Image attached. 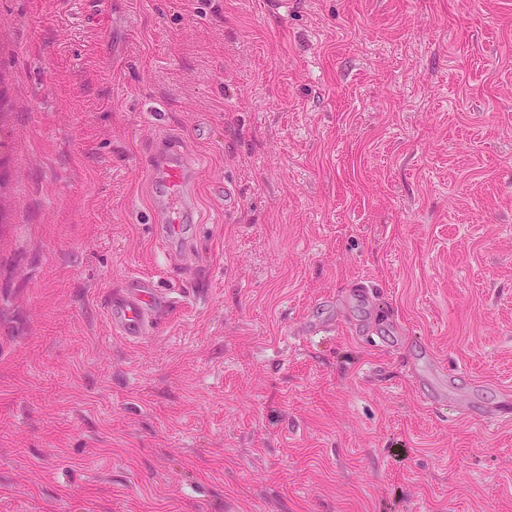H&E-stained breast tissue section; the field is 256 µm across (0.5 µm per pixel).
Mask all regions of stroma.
Wrapping results in <instances>:
<instances>
[{"instance_id": "obj_1", "label": "stroma", "mask_w": 512, "mask_h": 512, "mask_svg": "<svg viewBox=\"0 0 512 512\" xmlns=\"http://www.w3.org/2000/svg\"><path fill=\"white\" fill-rule=\"evenodd\" d=\"M295 2L0 0V512H512V0ZM161 148L145 161V171L151 183V208L159 217L161 237L178 239L184 226L196 223V181L201 168L197 159H189L180 147L167 138ZM158 303V295L149 280H134L110 304L108 316L113 330L129 340L149 335Z\"/></svg>"}]
</instances>
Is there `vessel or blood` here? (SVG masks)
Listing matches in <instances>:
<instances>
[{
  "mask_svg": "<svg viewBox=\"0 0 512 512\" xmlns=\"http://www.w3.org/2000/svg\"><path fill=\"white\" fill-rule=\"evenodd\" d=\"M200 168L199 160L189 159L169 139L146 159L145 171L152 192L151 208L162 225V239L180 238L185 224L194 221L198 211L196 181ZM158 303V295L149 280L133 281L110 304L108 316L113 330L130 340L149 335Z\"/></svg>",
  "mask_w": 512,
  "mask_h": 512,
  "instance_id": "1",
  "label": "vessel or blood"
}]
</instances>
